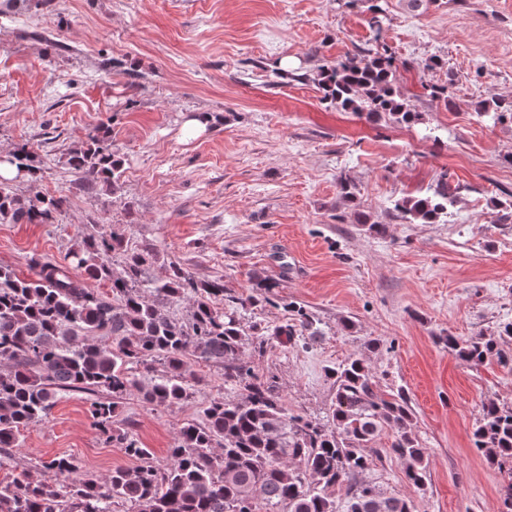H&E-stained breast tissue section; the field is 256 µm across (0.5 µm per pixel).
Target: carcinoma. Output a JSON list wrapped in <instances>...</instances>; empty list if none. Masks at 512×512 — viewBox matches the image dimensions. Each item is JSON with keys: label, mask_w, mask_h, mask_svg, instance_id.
Returning <instances> with one entry per match:
<instances>
[{"label": "carcinoma", "mask_w": 512, "mask_h": 512, "mask_svg": "<svg viewBox=\"0 0 512 512\" xmlns=\"http://www.w3.org/2000/svg\"><path fill=\"white\" fill-rule=\"evenodd\" d=\"M397 66L381 43L348 54L321 70L318 84L336 108L378 121L386 116L408 126L422 123L395 88ZM16 175H0L1 224H51L64 200L20 196L11 183L41 173L34 153L16 149L2 159ZM67 166L88 189L120 188L124 159L105 137L68 153ZM448 174L430 193L402 198L398 217L411 224H438L448 217ZM121 260L118 274L100 257ZM156 260L149 249L130 243L125 233L88 235L61 262L41 265L31 278L0 267V466L16 447L20 432L44 421L60 391H85L107 398L91 404L106 441L142 460L115 469L102 480L77 476L68 456L44 462L39 481H0V512H413L412 500L388 495L363 478L372 448L392 433L390 452L407 461L406 483L420 492L427 483V452L413 431V413L402 393L383 398L361 357L350 356L326 369L335 398L327 422L288 412L275 377L256 372L243 356L249 336L237 310L218 306L224 282L196 281L172 264L165 278L149 282L143 268ZM87 279L111 283L112 296L84 287ZM189 300L186 316L170 315V305ZM300 335H321L301 306L292 308ZM104 332L108 340L96 336ZM512 338V323L496 336L444 337L448 351L475 366L502 358L501 342ZM224 369V388L236 398L215 399L202 423L186 422L171 448L168 464L147 460L129 427L116 420L117 400L137 392L151 407H172L191 396L189 360ZM162 371L155 374L154 364ZM143 366L136 378L128 365ZM472 442L490 464L512 460V406L483 405Z\"/></svg>", "instance_id": "obj_1"}]
</instances>
